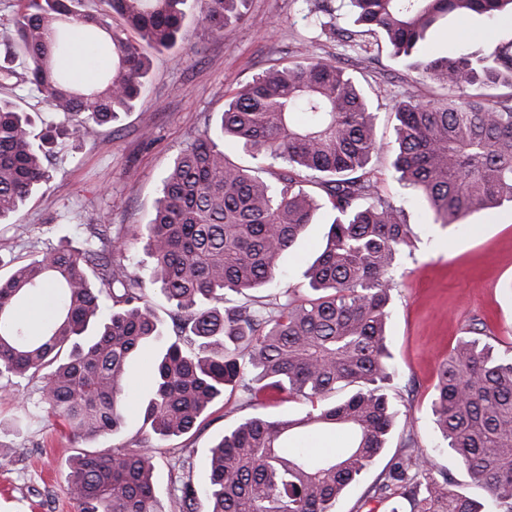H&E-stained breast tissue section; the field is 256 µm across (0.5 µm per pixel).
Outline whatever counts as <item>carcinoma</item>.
Instances as JSON below:
<instances>
[{
	"instance_id": "cac0c4a2",
	"label": "carcinoma",
	"mask_w": 512,
	"mask_h": 512,
	"mask_svg": "<svg viewBox=\"0 0 512 512\" xmlns=\"http://www.w3.org/2000/svg\"><path fill=\"white\" fill-rule=\"evenodd\" d=\"M222 33L245 0H19L15 18L25 69L0 66V87L37 94L61 116L34 134L32 117L0 99V224L18 217L47 183V154L135 107L145 88L147 46L169 51L190 2ZM362 26L381 33L397 58L446 89L436 100L393 106L392 167L433 213L466 224L482 210H512V40L484 56L420 59L428 33L452 13L491 18L512 0H349ZM123 26H112V15ZM94 32L112 66L93 86L56 67L78 36ZM511 92L491 96L487 90ZM240 141L256 166L228 159ZM382 148L375 115L356 80L311 58L272 65L238 89L215 129L205 128L174 159L148 224L85 225L80 246L62 241L0 276V381L41 382L42 403L73 440L118 431L129 361L165 341L152 376L142 437L132 447L81 452L67 491L78 512H163L146 449L190 432L227 387L261 407L282 394L312 403L299 419L257 412L210 448L209 477L180 480L170 512H335L343 491L387 447L394 415L386 332L397 259L415 247L402 209L379 193L369 168ZM334 212L326 242L305 273L308 296L271 309L228 305L230 292L268 288L281 256ZM144 243L147 260L131 245ZM158 284L177 318L174 336L149 305ZM53 292L52 315L34 331L18 311ZM350 389L335 402L332 393ZM433 422L448 453L486 491L476 501L434 472V448L413 433L370 499L397 498L390 512H512V355L461 337L438 374ZM340 431L347 446L314 453L300 431Z\"/></svg>"
}]
</instances>
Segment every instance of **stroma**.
<instances>
[{
	"mask_svg": "<svg viewBox=\"0 0 512 512\" xmlns=\"http://www.w3.org/2000/svg\"><path fill=\"white\" fill-rule=\"evenodd\" d=\"M242 12L223 35L210 32L197 13H190L177 45L151 55L146 87L133 110L51 157L47 185L29 197L18 220L0 224V274L56 246L61 237L80 242L84 225L149 223L175 157L219 121L233 91L272 64L323 57L345 67L368 94L384 143L393 139L396 101L442 95L436 84L409 71L387 49L372 43L363 50L344 41V34L356 28L347 0H246ZM511 39L512 18L452 14L430 32L427 52L486 55ZM392 160L390 151L379 152L372 161L373 176L381 195L403 208L416 234L412 256L399 260L388 322L396 367L390 396L399 428L373 466L345 490L336 512H389L391 501L371 511L365 500L400 454L402 427L409 420L419 444L435 447L436 471L448 474L455 490L483 498L484 490L470 474L438 448L431 401L439 365L472 323L486 321L487 342L512 353V213L481 211L467 227L435 225L420 199L395 179ZM67 212L76 214V223H60ZM332 220V213L321 211L284 254L281 275L266 290L267 299L283 292L304 295V271ZM154 358L148 350L130 362L131 386L119 432L78 443L39 407L38 381L22 382L16 393L0 389V512H77L66 490V462L79 449L126 448L138 439ZM24 398L30 411L20 406ZM254 412L240 392L228 391L189 434L155 444L153 481L161 504L169 505L184 459L193 463L195 483H205L210 448L225 429Z\"/></svg>",
	"mask_w": 512,
	"mask_h": 512,
	"instance_id": "stroma-1",
	"label": "stroma"
}]
</instances>
